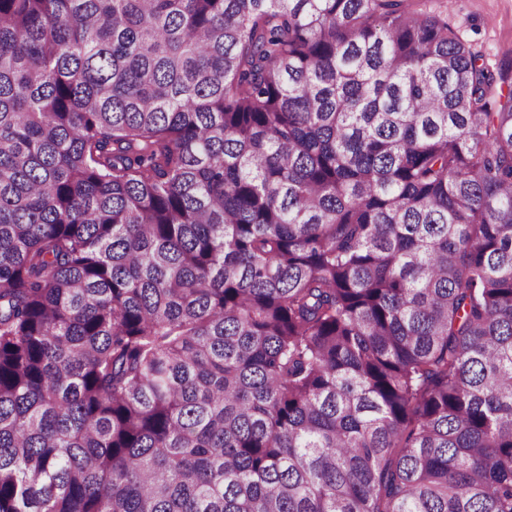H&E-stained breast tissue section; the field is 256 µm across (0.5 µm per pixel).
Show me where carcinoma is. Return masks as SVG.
I'll list each match as a JSON object with an SVG mask.
<instances>
[{
    "instance_id": "obj_1",
    "label": "carcinoma",
    "mask_w": 512,
    "mask_h": 512,
    "mask_svg": "<svg viewBox=\"0 0 512 512\" xmlns=\"http://www.w3.org/2000/svg\"><path fill=\"white\" fill-rule=\"evenodd\" d=\"M426 0H0V512H512V59Z\"/></svg>"
}]
</instances>
